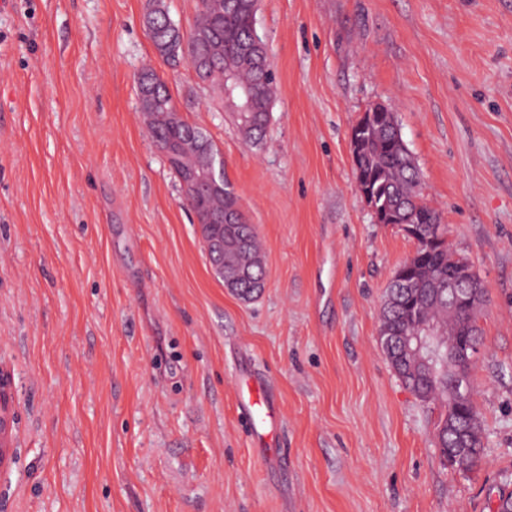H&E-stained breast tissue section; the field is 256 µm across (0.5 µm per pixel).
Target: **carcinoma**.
<instances>
[{"mask_svg":"<svg viewBox=\"0 0 512 512\" xmlns=\"http://www.w3.org/2000/svg\"><path fill=\"white\" fill-rule=\"evenodd\" d=\"M253 0H211L205 10L217 15L218 25L211 29L203 17H197L189 32L167 25L168 11L164 0H149L144 24L160 56L170 64L198 54L214 52L219 62L203 71L202 81L221 86L224 69H231L237 80L254 92V109L258 123L248 127L235 119L243 137L258 146L262 143L270 122L275 76L264 72L257 65L256 53L248 50L251 38ZM140 111L143 112L151 131L174 140L184 138L193 125L181 119L172 122L168 114L177 111L170 91L151 70L140 78ZM358 134L359 159L355 163L359 190L378 209L394 217L396 224H424L431 230L435 243H416L415 256L409 266L411 278L418 287L405 290L396 288L384 300L381 309V329L396 336L409 332L425 319L444 328L443 347L460 340L480 344V332L469 324L477 320L485 300L474 307L448 315V292L437 289L448 284V273L458 269L462 258L455 256L446 241L447 229L440 223L436 210L421 201L419 171L405 144L400 128L391 123L386 113L363 115L354 126ZM186 204L192 211L226 216H238L240 198L229 180L218 191L205 193L191 190L186 194ZM210 233L237 243L241 250L260 253L257 233L250 224L224 221L210 227ZM258 290L255 280L246 277L233 283L232 292L242 299L250 298ZM383 351L405 387L424 403L453 408L458 429L465 432L471 447L466 449L465 468L477 466L483 455V421L473 405L471 396L457 399L450 386V376L445 371L435 375L409 372L404 356L396 345L383 347Z\"/></svg>","mask_w":512,"mask_h":512,"instance_id":"1","label":"carcinoma"}]
</instances>
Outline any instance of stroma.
Instances as JSON below:
<instances>
[{"label":"stroma","mask_w":512,"mask_h":512,"mask_svg":"<svg viewBox=\"0 0 512 512\" xmlns=\"http://www.w3.org/2000/svg\"><path fill=\"white\" fill-rule=\"evenodd\" d=\"M146 4L0 5V512H493L512 474V0H259L277 92L258 147L158 56ZM147 67L258 230L252 301L211 272L139 110ZM377 102L486 288L467 471L378 341L415 242L357 190L351 130ZM243 368L280 408L275 456L237 409ZM2 371V370H1ZM8 376L0 373V475L13 459L14 448L11 447V422L9 412Z\"/></svg>","instance_id":"obj_1"}]
</instances>
